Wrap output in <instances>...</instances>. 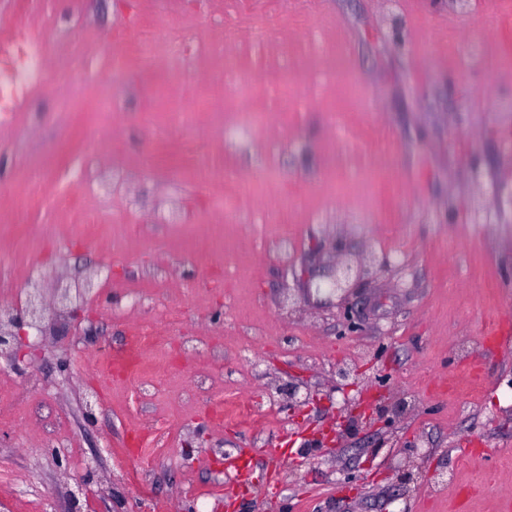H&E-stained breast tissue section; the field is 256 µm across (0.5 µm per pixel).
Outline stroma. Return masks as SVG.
I'll return each mask as SVG.
<instances>
[{
  "label": "stroma",
  "mask_w": 512,
  "mask_h": 512,
  "mask_svg": "<svg viewBox=\"0 0 512 512\" xmlns=\"http://www.w3.org/2000/svg\"><path fill=\"white\" fill-rule=\"evenodd\" d=\"M148 14L178 71L123 58ZM22 28L53 84L0 122V304L112 275L0 359V512H506L512 0H0ZM339 248L386 268L307 296Z\"/></svg>",
  "instance_id": "stroma-1"
}]
</instances>
